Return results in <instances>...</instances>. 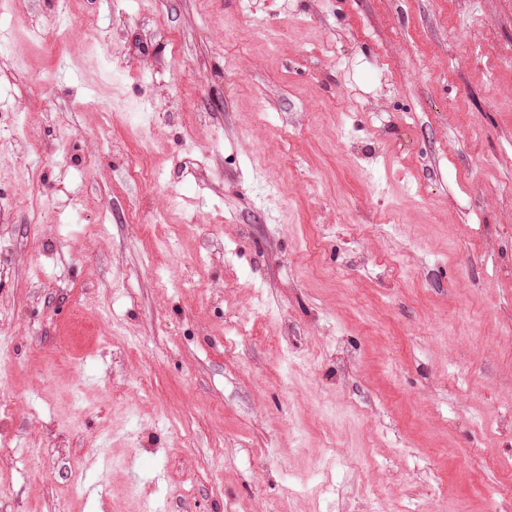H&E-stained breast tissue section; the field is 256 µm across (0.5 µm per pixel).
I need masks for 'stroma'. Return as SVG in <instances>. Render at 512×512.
Masks as SVG:
<instances>
[{
	"instance_id": "1",
	"label": "stroma",
	"mask_w": 512,
	"mask_h": 512,
	"mask_svg": "<svg viewBox=\"0 0 512 512\" xmlns=\"http://www.w3.org/2000/svg\"><path fill=\"white\" fill-rule=\"evenodd\" d=\"M73 8L0 16V512H512V0Z\"/></svg>"
}]
</instances>
